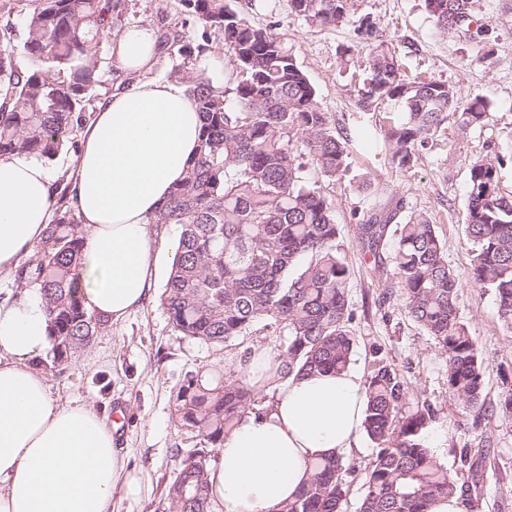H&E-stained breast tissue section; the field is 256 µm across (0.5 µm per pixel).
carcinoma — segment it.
I'll return each instance as SVG.
<instances>
[{"label":"carcinoma","instance_id":"obj_1","mask_svg":"<svg viewBox=\"0 0 512 512\" xmlns=\"http://www.w3.org/2000/svg\"><path fill=\"white\" fill-rule=\"evenodd\" d=\"M288 10L318 27L349 19L350 0H287ZM440 29L454 32L459 17L471 25L469 0H426ZM181 27L160 33L158 46L183 64L172 77L184 82L203 116L197 153L185 177L162 204L155 224L180 227L163 304L174 328L212 344L252 331L285 332L276 377L295 379L341 371L354 351L356 319L348 293L350 266L337 242L332 201L304 176L305 155L332 179L346 168V139L317 106L316 92L288 49L268 27L251 24L226 0H181ZM127 0H30L17 69L13 51L0 49V157L51 160L78 151L77 132L90 119V92L103 72L92 49L123 28ZM195 40L184 35L187 27ZM220 37L238 62L236 76L215 82L193 57ZM368 83L358 105L368 111L401 103V122L387 117L391 161L409 169L448 116L459 131L485 127L487 102L460 101L454 87L411 81L396 50L370 49ZM71 185L52 188L53 218L32 258L14 273L16 288L35 291L48 317L49 366L60 367L106 325L80 300L84 236L69 203ZM400 198L357 225L373 270L392 276L381 304L398 296L407 314L446 357L448 394L478 414L512 415V388L497 403L484 394L485 366L457 305L460 283L448 265L435 225L422 215L395 223ZM464 233L472 243L471 281L496 297L512 329V195L500 191L497 164L475 162L469 174ZM404 375L374 352L366 379L364 431L375 445L358 512H428L436 499L457 496L465 512L481 494L483 460L461 458V476L448 474L424 439L436 411L408 406ZM257 392L231 376L204 382L187 378L175 400L177 423L195 430L204 447L183 461L169 487L172 512H209L208 455L224 447L241 418L256 410ZM312 475L296 497L271 512H343L347 474L342 458L311 463Z\"/></svg>","mask_w":512,"mask_h":512}]
</instances>
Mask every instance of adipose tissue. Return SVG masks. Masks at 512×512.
Wrapping results in <instances>:
<instances>
[{
    "label": "adipose tissue",
    "mask_w": 512,
    "mask_h": 512,
    "mask_svg": "<svg viewBox=\"0 0 512 512\" xmlns=\"http://www.w3.org/2000/svg\"><path fill=\"white\" fill-rule=\"evenodd\" d=\"M156 31L112 39L114 64L150 70ZM202 118L183 83L136 80L99 104L79 137L68 178L85 233L80 292L85 308L124 320L150 297L157 263L152 218L193 157ZM51 181L38 161L0 158V274L31 258L51 216ZM51 344L41 302L0 301V512H112V493L140 480L105 417L84 404L53 403L39 366ZM361 373L289 381L269 411L245 414L209 468L216 512H273L310 476L309 463L340 456L363 431Z\"/></svg>",
    "instance_id": "obj_1"
}]
</instances>
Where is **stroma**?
<instances>
[{
  "label": "stroma",
  "instance_id": "35a3bbf8",
  "mask_svg": "<svg viewBox=\"0 0 512 512\" xmlns=\"http://www.w3.org/2000/svg\"><path fill=\"white\" fill-rule=\"evenodd\" d=\"M232 5L253 24L272 26L287 39L316 91L318 107L349 141L347 166L335 179L321 177L311 164L306 176L333 202L350 265L349 296L356 311L352 368L368 373L377 351L393 360L405 376L411 402H426L438 411L425 439L449 474L458 473L462 451L483 454V488L473 512H512V416L478 418L449 396L446 358L431 338L399 300L380 313L385 282L371 271L356 233L364 215L400 198L406 214L424 215L435 224L461 282L460 313L486 366L485 394L498 402L512 388V330L500 318L494 294L470 281V245L462 220L474 162L503 157L499 186L512 194V0H471L472 32L452 34L437 26L425 0H350L349 22L325 29L291 14L287 0H232ZM364 17L374 23L373 41L397 47L408 74L431 77L456 86L464 98L489 103V124L463 134L445 122L413 168L393 165L384 148L386 116L403 118V108L393 104L365 111L357 104L369 42L357 36L355 23ZM181 19L180 0H128V26L170 27ZM156 231L162 249L148 301L123 321L101 328L64 370L48 374L55 404L85 403L109 416L118 447L140 473V495L130 497L116 488L112 512H170L167 488L180 463L201 447L197 432L178 426L174 416L176 394L189 375L236 371L244 355L261 349L276 353L286 342L282 334L256 331L215 345L177 332L162 298L180 228L160 224ZM373 454L374 444L364 436L343 458L352 469L345 512H357Z\"/></svg>",
  "mask_w": 512,
  "mask_h": 512
}]
</instances>
